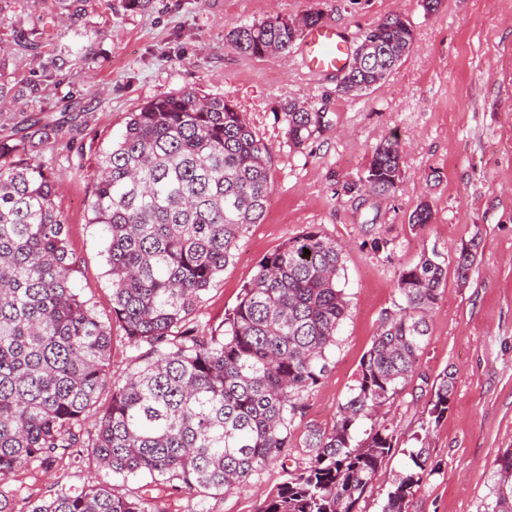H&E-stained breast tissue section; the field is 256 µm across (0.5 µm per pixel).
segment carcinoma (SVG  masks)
<instances>
[{"mask_svg": "<svg viewBox=\"0 0 512 512\" xmlns=\"http://www.w3.org/2000/svg\"><path fill=\"white\" fill-rule=\"evenodd\" d=\"M322 20L319 11L269 17L232 28L228 41L246 56L285 54ZM39 39L33 25L17 30L14 44L34 52L43 68L72 54L71 45L56 42L45 64ZM367 41L379 56L349 72L339 92L361 95L386 81L415 34L408 18L394 14L368 28L354 54ZM14 82L12 52L1 45L0 111L15 100ZM285 112L297 148L329 123L327 113L295 101ZM17 133L0 138V479L36 461L87 456L107 475L148 476L205 499L287 458L303 393L325 376L348 316L343 245L312 228L302 232L260 260L220 334L172 332L269 206L270 153L242 114L230 101L192 89L158 97L130 114L120 140L97 159L88 207L90 223L108 232L112 316L144 353L113 389L89 439L82 423L107 383L111 326L72 287L76 261L54 202V175L31 156L59 143L62 126L29 116ZM402 165L398 141L386 138L364 175L342 190L389 195ZM431 219L424 201L408 223ZM476 252L475 242L461 249L458 280L467 281ZM447 281L448 257L435 246L399 269L398 301L383 313L336 421L307 431L311 462L289 474L260 512H357L394 434L373 428L356 444L355 427L412 378ZM453 387V374L439 377L425 407L430 420L447 415ZM411 460L381 512H408L413 488L434 471L423 448ZM493 477L483 512H512V448L494 460ZM29 512L154 510L97 476L32 502Z\"/></svg>", "mask_w": 512, "mask_h": 512, "instance_id": "carcinoma-1", "label": "carcinoma"}]
</instances>
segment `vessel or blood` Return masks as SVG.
<instances>
[{
    "label": "vessel or blood",
    "mask_w": 512,
    "mask_h": 512,
    "mask_svg": "<svg viewBox=\"0 0 512 512\" xmlns=\"http://www.w3.org/2000/svg\"><path fill=\"white\" fill-rule=\"evenodd\" d=\"M354 44L336 26L323 24L308 29L300 48V64L314 76L343 73L349 66Z\"/></svg>",
    "instance_id": "obj_1"
}]
</instances>
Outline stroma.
<instances>
[{"label":"stroma","mask_w":512,"mask_h":512,"mask_svg":"<svg viewBox=\"0 0 512 512\" xmlns=\"http://www.w3.org/2000/svg\"><path fill=\"white\" fill-rule=\"evenodd\" d=\"M311 10L356 42L387 16H407L414 48L385 82L351 96L337 92V77L307 74L297 50L254 58L227 40L234 26ZM43 38L72 44L74 53L48 78L17 53V101L0 116V136L38 114L74 128L73 142L36 158L57 179L54 202L67 218L77 260L73 286L103 321L112 319V284L106 228L89 221L93 172L130 112L157 97L192 88L227 99L271 154L265 219L240 241L191 315L198 335L221 330L259 261L287 239L313 228L344 244L350 309L326 377L303 397L289 466L309 461L303 446L309 428L333 425L381 315L397 298L399 267L432 247L453 259L478 242L466 285L448 279L412 380L358 423L355 438L381 425L397 436L359 512H381L411 452L422 447L436 470L415 488L409 512H482L493 461L512 448V0H442L431 13L424 0H150L142 11L126 9L124 0H86L79 17H49ZM32 82L42 87L39 98L28 95ZM293 100L331 119L300 148L287 134L285 106ZM390 136L404 156L396 191L344 193L343 184L362 176L376 144ZM423 201L432 207L431 223L409 224ZM375 238L388 241L387 251H372ZM446 372L454 376L448 413L424 426L432 384ZM284 466L270 464L234 493L204 500L147 477L106 481L148 499L154 512H260L284 481ZM95 470L92 460L66 456L48 467L36 463L0 481V500L10 512H28L33 500L52 494L53 484L79 487Z\"/></svg>","instance_id":"stroma-1"}]
</instances>
